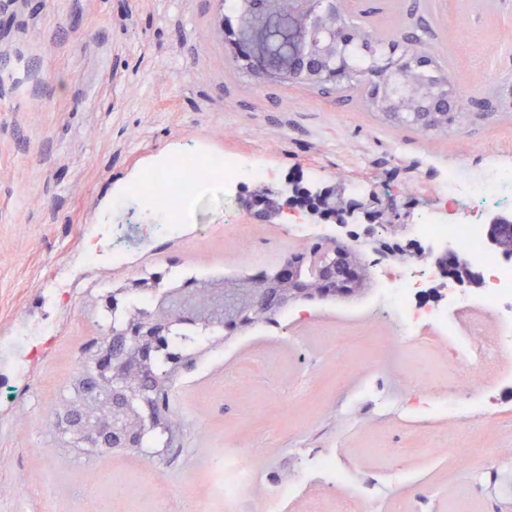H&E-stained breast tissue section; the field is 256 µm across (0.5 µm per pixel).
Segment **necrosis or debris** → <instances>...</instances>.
I'll list each match as a JSON object with an SVG mask.
<instances>
[{
  "label": "necrosis or debris",
  "instance_id": "necrosis-or-debris-1",
  "mask_svg": "<svg viewBox=\"0 0 512 512\" xmlns=\"http://www.w3.org/2000/svg\"><path fill=\"white\" fill-rule=\"evenodd\" d=\"M271 176L260 160L247 162L234 153L196 157L190 169L183 157L175 156L151 181L147 199L160 204L165 233L173 239L196 210L199 195L212 184L222 183L229 191ZM509 191L512 167L490 169L469 182L448 175L434 188L439 207L421 210L407 227V241H445L465 247L486 274L479 298L461 297L450 310L420 306L417 300L427 273L413 266L388 273L379 298L380 306L397 322L399 345L413 346L424 336L447 341L462 362L455 371L456 382L467 388L502 375L504 361L512 358V264L487 249L486 228L475 218L477 212L502 204Z\"/></svg>",
  "mask_w": 512,
  "mask_h": 512
}]
</instances>
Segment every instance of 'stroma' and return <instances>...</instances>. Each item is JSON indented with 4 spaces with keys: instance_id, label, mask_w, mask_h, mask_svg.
I'll return each instance as SVG.
<instances>
[{
    "instance_id": "1",
    "label": "stroma",
    "mask_w": 512,
    "mask_h": 512,
    "mask_svg": "<svg viewBox=\"0 0 512 512\" xmlns=\"http://www.w3.org/2000/svg\"><path fill=\"white\" fill-rule=\"evenodd\" d=\"M345 5L426 30L455 91L473 100L467 123L417 133L336 90L258 79L210 35L214 0H0V512H90L104 488L105 512H154L161 499L225 512L218 462L261 434L270 444L254 465L256 507L285 484L295 494L283 512H334L338 491L320 489L315 470L331 453L370 512H512V359L466 414L429 413L404 378L456 397L455 360L444 343L399 350L378 307L391 260L371 267L364 296L300 303L229 341L211 329L177 374L185 426L155 465L153 495L140 492L139 457L85 453L50 422L102 335L114 288L150 272L253 273L298 250L288 227L304 213L254 218L251 183L231 197L216 190L182 238L163 242L160 215L127 188L171 154L256 155L276 169V189L311 187L318 167L320 186L394 198L406 224L448 171L512 164V0ZM228 224L251 225L253 255L225 238ZM228 372L242 375L229 391ZM460 422L472 428L464 455L448 450ZM400 442L411 454L389 457Z\"/></svg>"
}]
</instances>
